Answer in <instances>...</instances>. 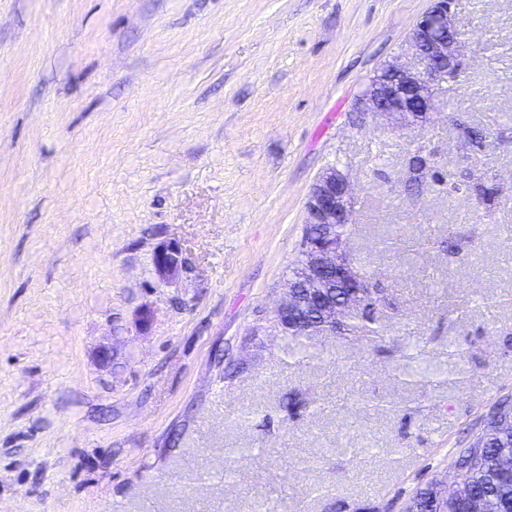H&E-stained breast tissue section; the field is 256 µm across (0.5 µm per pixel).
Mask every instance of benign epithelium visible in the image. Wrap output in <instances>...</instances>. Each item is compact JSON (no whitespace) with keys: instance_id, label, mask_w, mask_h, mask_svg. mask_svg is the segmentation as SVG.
<instances>
[{"instance_id":"obj_1","label":"benign epithelium","mask_w":512,"mask_h":512,"mask_svg":"<svg viewBox=\"0 0 512 512\" xmlns=\"http://www.w3.org/2000/svg\"><path fill=\"white\" fill-rule=\"evenodd\" d=\"M454 0H430V7L411 30L406 52L415 61H398L382 66L356 99L353 111L370 116L401 130H423L435 115L437 86L459 76L463 67L461 36L452 19ZM440 171L434 151L425 145L411 150L406 159L403 182ZM357 189L349 173L331 165L312 184L305 201L306 221L316 232L302 245L303 263L298 276L287 288L274 310V327L283 336L312 334L305 315L314 297L328 287L327 274H336V287L350 289L346 295L322 301L319 315L323 324L336 329L358 308L375 307L376 288L358 271L349 250L348 237L338 233L340 224H350L355 212ZM184 264L182 248L176 242L161 246L154 256V270L161 279L175 277ZM457 484L433 482L435 497L443 508Z\"/></svg>"}]
</instances>
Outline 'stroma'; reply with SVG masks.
I'll return each mask as SVG.
<instances>
[{
	"label": "stroma",
	"instance_id": "35a3bbf8",
	"mask_svg": "<svg viewBox=\"0 0 512 512\" xmlns=\"http://www.w3.org/2000/svg\"><path fill=\"white\" fill-rule=\"evenodd\" d=\"M429 5L0 0V512H400L446 478L512 395V192L400 177L417 137L462 175L459 121L512 175V0H457L464 66L420 135L357 126ZM332 164L397 315L298 360L272 311ZM411 344L432 378L399 375ZM232 448L252 454L212 478ZM452 193H462L478 197L488 207H492L500 197L501 190L493 176L487 174L483 180L473 183L448 181V194ZM184 264L182 248L177 242L161 246L154 256V270L161 279L174 278Z\"/></svg>",
	"mask_w": 512,
	"mask_h": 512
}]
</instances>
